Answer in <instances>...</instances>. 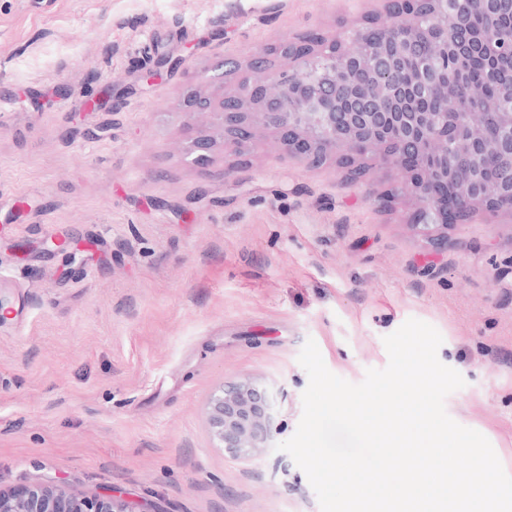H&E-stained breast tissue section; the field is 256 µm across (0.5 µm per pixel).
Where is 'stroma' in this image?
I'll return each mask as SVG.
<instances>
[{
  "mask_svg": "<svg viewBox=\"0 0 512 512\" xmlns=\"http://www.w3.org/2000/svg\"><path fill=\"white\" fill-rule=\"evenodd\" d=\"M373 0H0V490L116 488L160 512H320L278 448L302 415L314 339L354 384L388 364L383 338L416 318L442 335L463 388L448 415L512 474V217L479 215L433 247L412 208L310 166L258 129L243 154L184 148L225 59L308 31L335 34ZM112 90V106L90 100ZM92 239L95 255L18 242ZM279 392L272 448L233 457L208 421L213 393Z\"/></svg>",
  "mask_w": 512,
  "mask_h": 512,
  "instance_id": "1",
  "label": "stroma"
}]
</instances>
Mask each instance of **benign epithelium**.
<instances>
[{"instance_id": "benign-epithelium-1", "label": "benign epithelium", "mask_w": 512, "mask_h": 512, "mask_svg": "<svg viewBox=\"0 0 512 512\" xmlns=\"http://www.w3.org/2000/svg\"><path fill=\"white\" fill-rule=\"evenodd\" d=\"M386 21L366 17L348 36L306 32L257 48L244 64L220 63L210 91L189 88L188 118L211 116L209 132L193 138L190 154L217 144L241 147L261 125L280 135L288 153L315 165L330 156L349 164L365 153L400 172L401 193L414 206L409 227L440 248L448 226L478 214L512 215V73L493 68L495 95L483 118H461V94L474 60H512V0H383ZM487 24L470 28L472 14ZM388 38L375 42L369 24ZM262 74L259 80L241 75ZM236 89L227 93L230 77ZM276 397L244 381L210 398L212 436L236 456L268 448L277 433ZM0 512H158L146 501L102 494L76 496L47 484L0 491Z\"/></svg>"}]
</instances>
